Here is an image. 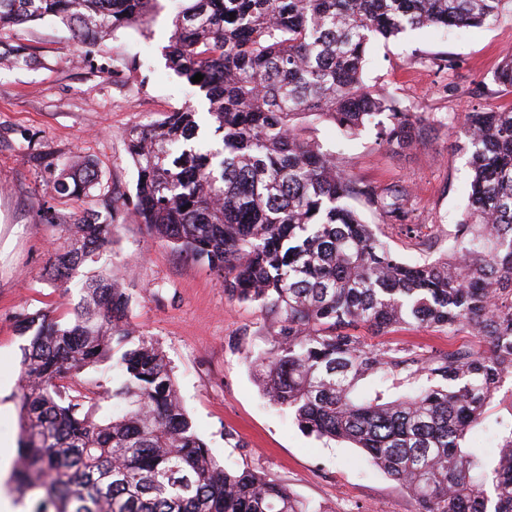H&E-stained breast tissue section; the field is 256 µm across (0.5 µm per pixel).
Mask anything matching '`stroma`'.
Returning a JSON list of instances; mask_svg holds the SVG:
<instances>
[{"label":"stroma","instance_id":"35a3bbf8","mask_svg":"<svg viewBox=\"0 0 512 512\" xmlns=\"http://www.w3.org/2000/svg\"><path fill=\"white\" fill-rule=\"evenodd\" d=\"M174 8L173 0H156L146 27L118 30L89 53L76 51L71 31L53 17L0 34V51L23 46L33 58L28 66H0V441L21 438L19 316L71 309L86 276L101 265L121 275L132 297L130 322L161 344L197 433L226 466L262 472L328 512H415L393 480L363 464L359 449L304 434L264 398L250 362L270 347L272 314L228 299L207 265L153 239L137 220V173L122 131L159 122L189 102L204 104L166 58ZM509 47L511 12L478 29L424 28L372 43L365 85L426 115L410 149L386 150L371 123L351 141L328 123L307 129L308 137L343 149L347 166L363 180L412 189L409 227L388 223L362 200L351 202L405 262L448 249L470 179L465 138L448 121L512 102L492 81ZM69 159L94 165L93 194L52 193ZM105 200L120 210L115 243L81 265L68 289L56 288L45 268L60 234L42 223V211L66 221ZM389 339L420 352L469 342L425 328L398 329Z\"/></svg>","mask_w":512,"mask_h":512}]
</instances>
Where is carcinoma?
Instances as JSON below:
<instances>
[{"mask_svg": "<svg viewBox=\"0 0 512 512\" xmlns=\"http://www.w3.org/2000/svg\"><path fill=\"white\" fill-rule=\"evenodd\" d=\"M154 2L0 0V33L53 16L89 49L144 21ZM507 9L512 0H178L169 65L208 107L123 131L146 231L206 263L229 299L276 316L270 348L250 362L264 395L304 433L360 449L416 512H512V420L493 430L496 454L468 444L512 380V105L466 113L472 180L450 234L459 245L413 264L348 205L360 199L406 224L410 190L361 181L342 153L304 136L305 122L355 138L383 115L380 143L409 148L424 115L364 85L370 42L479 28ZM493 82L512 93V51ZM97 184L87 163L63 169L52 191L88 195ZM106 209L104 219L91 211L65 224L44 213L64 238L47 269L57 287L112 245L118 207ZM130 304L104 269L72 316L19 320L29 337L13 478L36 495L31 512H326L224 465L181 405L163 349L128 321ZM403 327L480 346L423 353L382 340ZM108 361L112 389L78 380ZM371 376L403 394L358 388ZM108 398L112 415L101 417Z\"/></svg>", "mask_w": 512, "mask_h": 512, "instance_id": "cac0c4a2", "label": "carcinoma"}]
</instances>
